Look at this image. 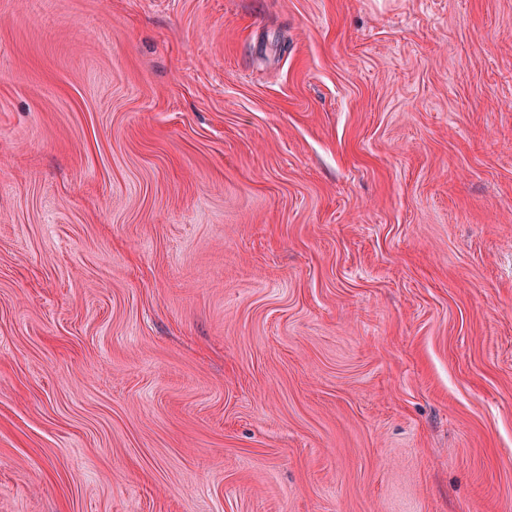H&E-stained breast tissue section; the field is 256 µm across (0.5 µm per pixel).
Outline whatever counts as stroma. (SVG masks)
Returning a JSON list of instances; mask_svg holds the SVG:
<instances>
[{"instance_id":"1","label":"stroma","mask_w":512,"mask_h":512,"mask_svg":"<svg viewBox=\"0 0 512 512\" xmlns=\"http://www.w3.org/2000/svg\"><path fill=\"white\" fill-rule=\"evenodd\" d=\"M0 512H512V0H0Z\"/></svg>"}]
</instances>
